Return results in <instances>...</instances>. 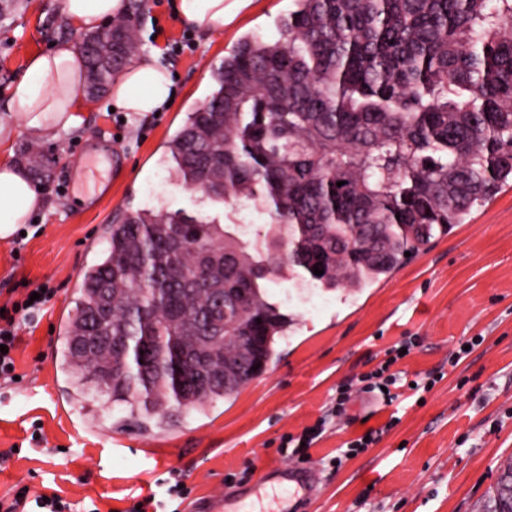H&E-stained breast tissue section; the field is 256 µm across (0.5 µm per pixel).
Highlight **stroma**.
<instances>
[{
	"label": "stroma",
	"instance_id": "35a3bbf8",
	"mask_svg": "<svg viewBox=\"0 0 512 512\" xmlns=\"http://www.w3.org/2000/svg\"><path fill=\"white\" fill-rule=\"evenodd\" d=\"M129 2L142 7L140 51L169 71L175 94L140 118L114 112L106 95L81 99L80 124L40 142L50 178L37 188L32 222L0 240V305L40 284L55 293L18 324L19 381L0 382V497L24 483L60 490L73 512H127L173 471L190 499L233 496L239 474L288 466L283 439L314 425L340 386L414 336L417 346L394 371L410 380L435 371L441 380L420 399L400 389L389 405L353 394L342 423L309 450L316 489L300 512H486L500 467L512 462V186L364 287L330 289L299 268L264 280L267 300L291 320L288 334L262 376L205 411L145 431L77 393L61 367L62 336L117 212L181 210L256 230L270 221L260 205L215 203L184 187L169 176L165 151L213 91L214 65L243 38L277 39L294 0H253L218 34L181 22L175 0ZM80 35L55 0H25L0 27V122L16 128L0 160L17 161L30 142L17 127L14 84L35 55ZM474 336L482 344L450 366L449 352ZM380 426L378 444L345 456L349 440Z\"/></svg>",
	"mask_w": 512,
	"mask_h": 512
}]
</instances>
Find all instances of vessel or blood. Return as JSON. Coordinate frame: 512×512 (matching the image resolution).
<instances>
[{"label": "vessel or blood", "instance_id": "vessel-or-blood-1", "mask_svg": "<svg viewBox=\"0 0 512 512\" xmlns=\"http://www.w3.org/2000/svg\"><path fill=\"white\" fill-rule=\"evenodd\" d=\"M287 484L288 498L286 506L276 512H298L300 501L306 496L313 484L310 471L299 467H280L266 470L249 486L243 494L227 499L224 496H210L196 501L193 512H245L243 504L247 498L263 499L275 486Z\"/></svg>", "mask_w": 512, "mask_h": 512}]
</instances>
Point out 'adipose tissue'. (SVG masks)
I'll return each mask as SVG.
<instances>
[{
    "mask_svg": "<svg viewBox=\"0 0 512 512\" xmlns=\"http://www.w3.org/2000/svg\"><path fill=\"white\" fill-rule=\"evenodd\" d=\"M242 0H177L176 13L183 22L211 32L223 30L227 12ZM59 14L93 31L108 18L126 14L127 0H56ZM83 59L72 44L62 43L51 52L35 56L26 75L13 87L20 108V124L35 139L56 137L76 127L78 88ZM110 95L121 111L135 116L159 111L173 97L168 71L153 56L128 65L115 79ZM27 171L19 165L0 163V240L10 238L39 206Z\"/></svg>",
    "mask_w": 512,
    "mask_h": 512,
    "instance_id": "adipose-tissue-1",
    "label": "adipose tissue"
}]
</instances>
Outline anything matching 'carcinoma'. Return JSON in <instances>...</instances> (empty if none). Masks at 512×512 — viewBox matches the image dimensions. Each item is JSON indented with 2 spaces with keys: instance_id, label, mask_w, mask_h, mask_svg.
Segmentation results:
<instances>
[{
  "instance_id": "carcinoma-1",
  "label": "carcinoma",
  "mask_w": 512,
  "mask_h": 512,
  "mask_svg": "<svg viewBox=\"0 0 512 512\" xmlns=\"http://www.w3.org/2000/svg\"><path fill=\"white\" fill-rule=\"evenodd\" d=\"M295 2L276 41L245 38L213 67L216 89L166 143L184 186L252 200L271 223L250 243L181 210L129 211L82 274L63 362L77 388L132 418L161 427L253 379L222 355L188 378L186 315L213 336L261 337L268 363L289 321L261 281L286 264L326 288H360L512 184V0ZM110 26L138 42L125 18ZM82 58L102 92L131 62L94 47ZM208 264L219 295L191 279ZM88 336L126 342L127 369Z\"/></svg>"
}]
</instances>
